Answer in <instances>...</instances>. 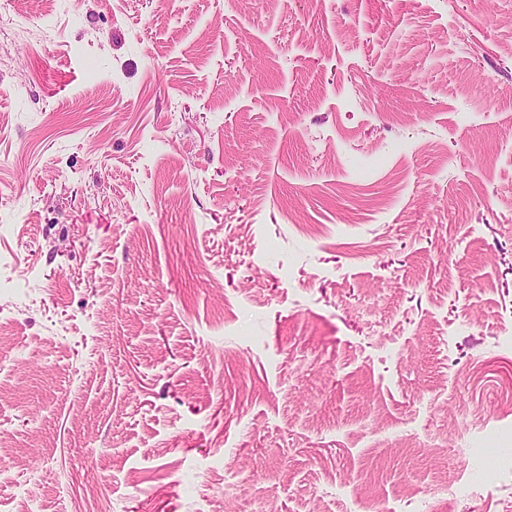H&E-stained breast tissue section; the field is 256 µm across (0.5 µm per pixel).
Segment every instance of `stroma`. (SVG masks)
Segmentation results:
<instances>
[{
  "mask_svg": "<svg viewBox=\"0 0 512 512\" xmlns=\"http://www.w3.org/2000/svg\"><path fill=\"white\" fill-rule=\"evenodd\" d=\"M0 13V512H512V0Z\"/></svg>",
  "mask_w": 512,
  "mask_h": 512,
  "instance_id": "stroma-1",
  "label": "stroma"
}]
</instances>
